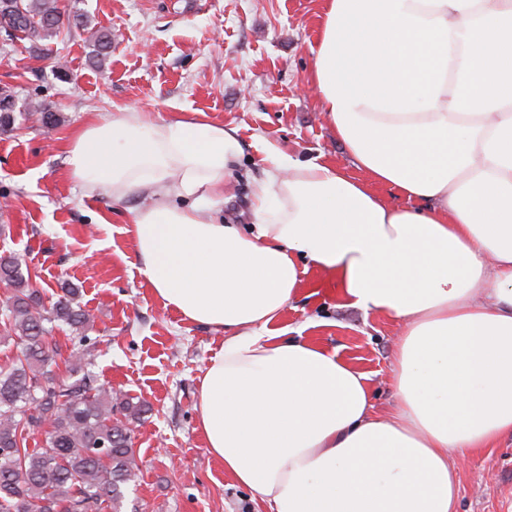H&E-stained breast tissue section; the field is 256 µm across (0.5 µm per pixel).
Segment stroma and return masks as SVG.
Returning a JSON list of instances; mask_svg holds the SVG:
<instances>
[{"label": "stroma", "instance_id": "35a3bbf8", "mask_svg": "<svg viewBox=\"0 0 512 512\" xmlns=\"http://www.w3.org/2000/svg\"><path fill=\"white\" fill-rule=\"evenodd\" d=\"M92 26L112 34L97 62L91 46L59 34L11 43L0 31V86L56 111L57 128L30 122L0 133V254L22 256L37 288L56 300L62 284L95 323L91 371L98 384L144 401L134 424L140 466L123 512H257L208 452L196 427L198 384L222 332L185 322L164 307L139 271L126 229L138 196L116 203L78 199L67 164L75 132L92 116L146 112L160 121L207 120L237 129L241 153L217 209L251 224L260 158L357 170L309 87L323 0H77ZM64 62L65 75L56 72ZM282 326L304 328L371 378L378 407L392 401L397 328L345 306L333 275L310 270ZM458 512H512V436L460 468Z\"/></svg>", "mask_w": 512, "mask_h": 512}]
</instances>
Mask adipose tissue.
<instances>
[{
    "instance_id": "adipose-tissue-1",
    "label": "adipose tissue",
    "mask_w": 512,
    "mask_h": 512,
    "mask_svg": "<svg viewBox=\"0 0 512 512\" xmlns=\"http://www.w3.org/2000/svg\"><path fill=\"white\" fill-rule=\"evenodd\" d=\"M311 84L362 179L264 157L250 229L210 209L241 147L199 117L73 136L83 198H147L128 232L165 307L224 332L210 454L267 512H457L459 466L512 435V0H325ZM399 328L389 384L279 322L308 268Z\"/></svg>"
}]
</instances>
